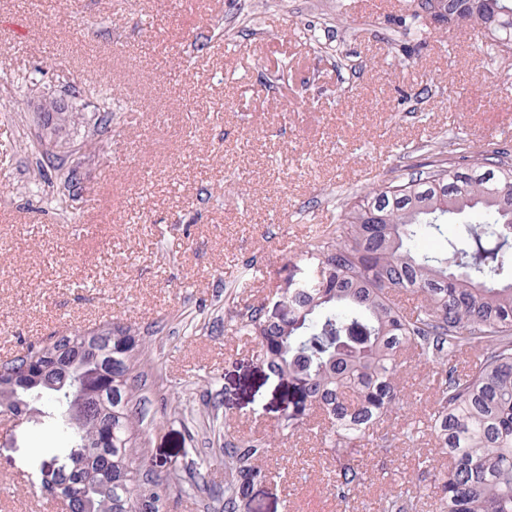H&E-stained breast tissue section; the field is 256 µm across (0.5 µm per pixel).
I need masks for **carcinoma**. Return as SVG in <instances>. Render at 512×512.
I'll return each mask as SVG.
<instances>
[{"label": "carcinoma", "mask_w": 512, "mask_h": 512, "mask_svg": "<svg viewBox=\"0 0 512 512\" xmlns=\"http://www.w3.org/2000/svg\"><path fill=\"white\" fill-rule=\"evenodd\" d=\"M451 25L476 29L499 53L512 54V0H417ZM44 128L55 139L78 114L52 101ZM60 185L76 171L63 160L39 161L43 179ZM457 225L443 252L419 245ZM305 275L281 296L283 312L261 305L227 310L224 331L250 336L261 365L288 382L291 398L280 429H304L306 409L332 457L331 489L346 502L361 492L374 459L358 448L378 443L387 453L414 442L420 427L390 423L403 408L402 380L415 360L435 365L434 403L424 422L435 451L415 457V481L380 498L381 512H422L434 494L439 512H512V152L461 149L459 162L437 161L416 179L372 188L346 206L343 223L313 235L301 250ZM414 297L409 306L402 295ZM92 340L103 355L59 369ZM145 345L130 327L112 322L89 331L29 342L0 363V413L36 411L68 433L78 456L42 454L34 485L67 512H169L171 502L205 493L221 512H238L250 488L270 477L273 440L224 436V486L201 473H162L139 450L143 424L135 383ZM100 396L104 424L67 416L72 393Z\"/></svg>", "instance_id": "obj_1"}]
</instances>
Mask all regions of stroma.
<instances>
[{
	"label": "stroma",
	"mask_w": 512,
	"mask_h": 512,
	"mask_svg": "<svg viewBox=\"0 0 512 512\" xmlns=\"http://www.w3.org/2000/svg\"><path fill=\"white\" fill-rule=\"evenodd\" d=\"M416 0H0V362L24 342L132 326L150 367L140 444L224 482L225 434L274 435L288 386L224 331L244 262L253 299L301 277L316 227L368 187L456 161L459 142L512 148V55L415 17ZM112 130L66 189L38 179L50 100ZM432 367L406 378L400 426L431 410ZM169 400L180 414H162ZM67 439L32 414L0 428V512H53L21 477ZM240 512H379L415 452L376 457L349 504L314 432L284 438Z\"/></svg>",
	"instance_id": "1"
}]
</instances>
